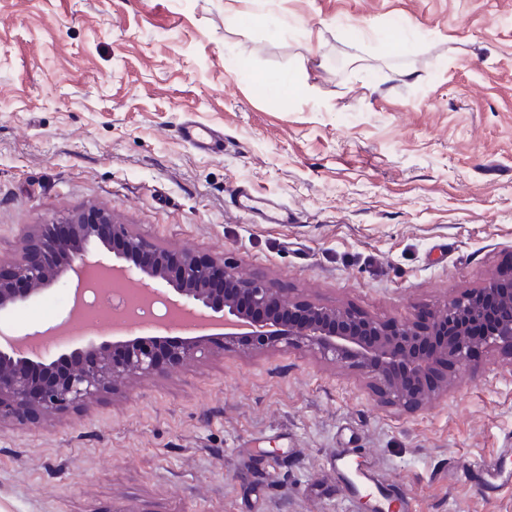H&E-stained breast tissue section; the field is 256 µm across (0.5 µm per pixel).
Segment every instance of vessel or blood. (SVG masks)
<instances>
[{"mask_svg": "<svg viewBox=\"0 0 512 512\" xmlns=\"http://www.w3.org/2000/svg\"><path fill=\"white\" fill-rule=\"evenodd\" d=\"M181 136L205 153L218 154L224 150V134L217 129L188 122L182 126ZM231 203L237 210L253 214L267 224H289L293 221V215L286 206L258 198L255 191L246 185L234 189ZM330 468L337 486L344 490L348 512H409L406 493L375 465L361 460L359 449H333ZM469 474L485 490L492 491L503 485L507 472L500 460L491 459L472 467Z\"/></svg>", "mask_w": 512, "mask_h": 512, "instance_id": "b4317fda", "label": "vessel or blood"}]
</instances>
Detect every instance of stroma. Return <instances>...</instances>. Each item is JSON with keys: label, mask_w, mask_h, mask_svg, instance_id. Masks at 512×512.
I'll list each match as a JSON object with an SVG mask.
<instances>
[{"label": "stroma", "mask_w": 512, "mask_h": 512, "mask_svg": "<svg viewBox=\"0 0 512 512\" xmlns=\"http://www.w3.org/2000/svg\"><path fill=\"white\" fill-rule=\"evenodd\" d=\"M0 0V267L28 228L110 210L165 251L224 259L292 300L421 319L512 275V0ZM289 77L297 93L271 87ZM224 132L207 154L185 121ZM245 184L288 206L263 224ZM60 283L0 331L81 322ZM420 406L281 345L218 349L52 416L0 423V512H346V440L411 512H512L465 472L512 470V352ZM231 203L237 210L252 213L266 224H290L293 221L288 207L274 200H261L247 185H239L233 190Z\"/></svg>", "instance_id": "stroma-1"}]
</instances>
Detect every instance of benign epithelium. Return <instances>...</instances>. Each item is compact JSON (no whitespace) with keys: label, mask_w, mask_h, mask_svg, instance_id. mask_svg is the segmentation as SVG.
I'll return each instance as SVG.
<instances>
[{"label":"benign epithelium","mask_w":512,"mask_h":512,"mask_svg":"<svg viewBox=\"0 0 512 512\" xmlns=\"http://www.w3.org/2000/svg\"><path fill=\"white\" fill-rule=\"evenodd\" d=\"M98 243L115 257L112 270L146 286L166 285L162 296L170 306L219 319L224 336H124L50 362L28 348L31 337L6 336L0 343V423L85 403L134 376L164 375L205 358L217 345L260 351L283 343L317 352L368 373L392 404L407 407L432 396L433 387L420 383L440 367L468 366L474 349L470 324L490 322L479 346L512 350V277L449 300L424 325L386 324L341 308L292 302L221 259L153 249L96 207L63 224L35 225L20 258L0 272V310L31 301L70 273L82 277L88 266L101 263Z\"/></svg>","instance_id":"7a95c632"}]
</instances>
